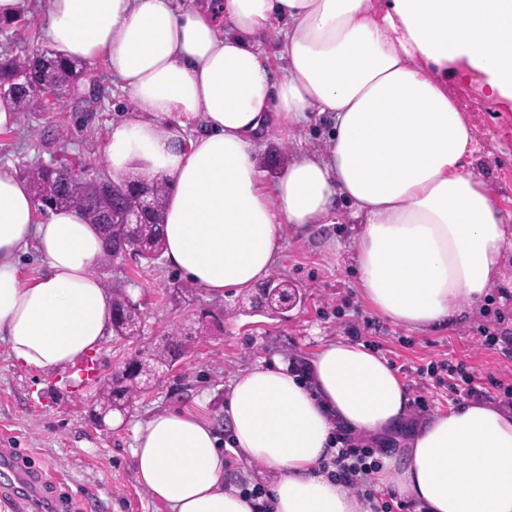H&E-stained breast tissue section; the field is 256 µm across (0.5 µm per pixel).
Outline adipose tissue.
<instances>
[{
  "label": "adipose tissue",
  "mask_w": 512,
  "mask_h": 512,
  "mask_svg": "<svg viewBox=\"0 0 512 512\" xmlns=\"http://www.w3.org/2000/svg\"><path fill=\"white\" fill-rule=\"evenodd\" d=\"M47 34L65 57L106 60L128 92L108 168L137 164L169 186L164 257L190 282L218 296L253 288L283 225L331 223L341 201L360 225V291L396 325L451 324L502 277L512 228L467 167L474 129L448 78L464 67L512 103V0H50ZM314 114L331 122L324 148L267 181L257 140L294 138ZM32 241L45 270L26 285L17 259ZM101 256L80 211H41L26 182L0 172V335L17 362L63 367L101 343L112 322ZM307 373L254 366L226 403L236 454L271 479L268 504L225 484L215 430L188 412L138 430L139 483L170 512H364L322 467L342 427L405 434L374 479L416 512H512V408L471 402L411 423L394 368L347 340Z\"/></svg>",
  "instance_id": "obj_1"
}]
</instances>
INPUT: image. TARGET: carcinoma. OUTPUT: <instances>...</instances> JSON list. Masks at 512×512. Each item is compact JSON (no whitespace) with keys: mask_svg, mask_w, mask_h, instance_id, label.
Wrapping results in <instances>:
<instances>
[{"mask_svg":"<svg viewBox=\"0 0 512 512\" xmlns=\"http://www.w3.org/2000/svg\"><path fill=\"white\" fill-rule=\"evenodd\" d=\"M49 67L34 62L29 52L0 56V85H13L14 74L21 68L30 71L34 81L45 85L51 94L78 85L86 75V65L80 60L65 59L55 51L45 49ZM14 110L17 112H42L48 108L47 99L28 94L25 88L14 89ZM26 177L35 201L59 209L77 208L88 221L97 226L103 239V253L108 258L119 256L130 243L139 246L138 259L148 265L160 260L165 248V208L170 188L157 180L142 175H128L118 180L108 177L89 183L81 191L73 188L66 177L65 167L37 164L30 167ZM149 196L151 206L143 222L133 228L111 223L112 216L123 209L139 204L140 198ZM266 303L281 309L288 308L286 284L275 278L268 280L262 290ZM137 305L128 296L116 294L112 303V333L120 339L138 334L130 323L137 314ZM182 331L167 334L165 348L144 357L130 360L124 368L112 371L110 381L102 390L101 401L123 411L129 406L131 396L141 389L139 372H153V364L175 362L183 352Z\"/></svg>","mask_w":512,"mask_h":512,"instance_id":"carcinoma-1","label":"carcinoma"}]
</instances>
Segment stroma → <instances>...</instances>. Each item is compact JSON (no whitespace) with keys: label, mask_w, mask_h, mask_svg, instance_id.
<instances>
[{"label":"stroma","mask_w":512,"mask_h":512,"mask_svg":"<svg viewBox=\"0 0 512 512\" xmlns=\"http://www.w3.org/2000/svg\"><path fill=\"white\" fill-rule=\"evenodd\" d=\"M48 7L49 0H28L23 21L0 25V53L49 46ZM88 70L94 82L86 86L84 102L64 95L50 111L25 113L16 127L0 129V172L21 178L36 163L64 159L89 166L96 176L107 173L108 127L128 108L129 95L104 60ZM448 87L474 127L477 150L468 167L487 183L504 223L512 225V106L489 99L480 78L463 69ZM328 133L325 117L318 115L298 141L267 133L257 147L259 166L275 178L299 151L321 146ZM357 232V225L344 219L283 233L271 274L301 297L283 314L260 307L257 287L216 298L195 285L185 302L176 303L165 292L185 279L166 261L144 272L99 261L95 273L103 284L121 286L139 303L143 332L133 339L106 335L90 354L98 366L92 380H80L69 365L52 370L23 365L0 336V449L20 459L30 477L25 483L0 468V512H168L136 478L132 448L138 426L154 414L183 408L211 421L220 447H227L224 402L237 374L277 358L307 359L325 344L348 338L350 328L366 319L375 327L363 333L362 343L394 367L410 398L426 399L429 414L452 407L447 385L428 374L430 366L460 363L480 378L512 384V359L482 346L477 332L493 323L495 310L512 316V301L499 296L500 289L512 286V250L505 254L504 279L489 290L490 302L467 306L448 327L416 332L379 317L362 297ZM203 309L219 314V322L194 337L173 365L160 366L158 380L116 421L95 425L91 409L112 371L136 350L162 346L166 333L196 327Z\"/></svg>","instance_id":"1"}]
</instances>
